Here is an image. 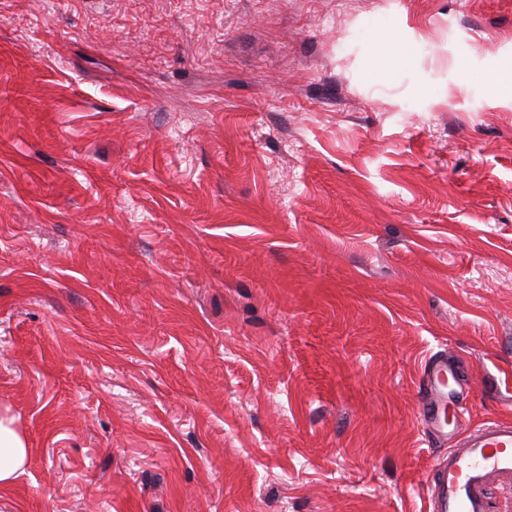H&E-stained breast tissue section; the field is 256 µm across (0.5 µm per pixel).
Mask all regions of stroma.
<instances>
[{
    "label": "stroma",
    "mask_w": 512,
    "mask_h": 512,
    "mask_svg": "<svg viewBox=\"0 0 512 512\" xmlns=\"http://www.w3.org/2000/svg\"><path fill=\"white\" fill-rule=\"evenodd\" d=\"M490 78L512 0H0V512H428L425 359L512 419ZM29 457L26 436L17 428L15 417L0 415V488L15 483L24 474Z\"/></svg>",
    "instance_id": "1"
}]
</instances>
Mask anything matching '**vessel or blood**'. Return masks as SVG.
<instances>
[{
	"mask_svg": "<svg viewBox=\"0 0 512 512\" xmlns=\"http://www.w3.org/2000/svg\"><path fill=\"white\" fill-rule=\"evenodd\" d=\"M449 357L434 354L422 369L419 418L429 429L443 430L438 417L446 405ZM428 512H488L493 488L512 490V420L490 419L464 430L454 447L430 469Z\"/></svg>",
	"mask_w": 512,
	"mask_h": 512,
	"instance_id": "b4317fda",
	"label": "vessel or blood"
}]
</instances>
